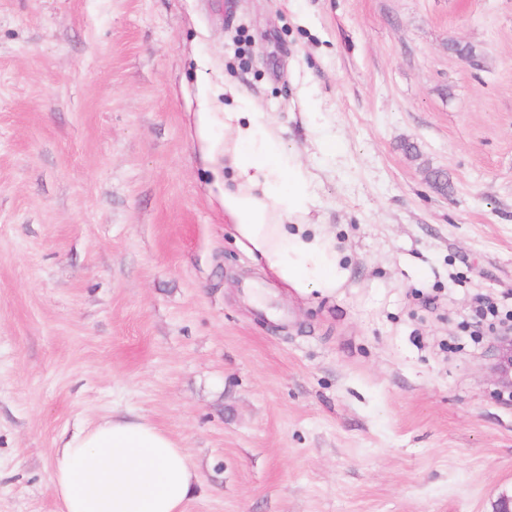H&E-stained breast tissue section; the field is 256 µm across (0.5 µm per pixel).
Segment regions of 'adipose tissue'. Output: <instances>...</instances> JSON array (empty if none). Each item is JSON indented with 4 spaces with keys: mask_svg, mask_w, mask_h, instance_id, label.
Masks as SVG:
<instances>
[{
    "mask_svg": "<svg viewBox=\"0 0 512 512\" xmlns=\"http://www.w3.org/2000/svg\"><path fill=\"white\" fill-rule=\"evenodd\" d=\"M224 164L235 172L224 212L238 244L298 294H333L348 276L342 254L325 225L301 223L312 201L307 170L263 113H225ZM50 467L60 512H184L199 480L171 435L125 415L72 434Z\"/></svg>",
    "mask_w": 512,
    "mask_h": 512,
    "instance_id": "adipose-tissue-1",
    "label": "adipose tissue"
}]
</instances>
